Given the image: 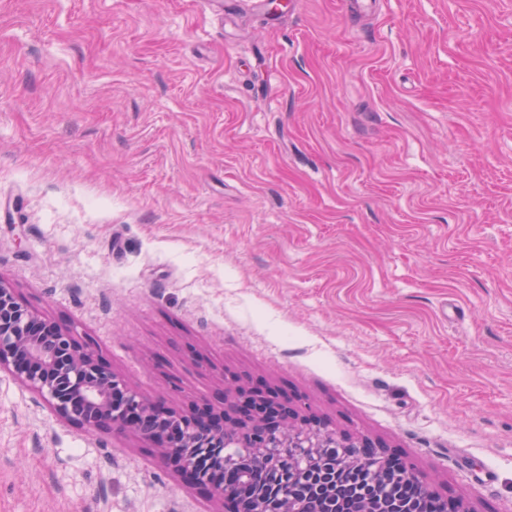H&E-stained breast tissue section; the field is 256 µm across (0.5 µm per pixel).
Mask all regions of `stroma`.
Returning <instances> with one entry per match:
<instances>
[{
  "label": "stroma",
  "instance_id": "1",
  "mask_svg": "<svg viewBox=\"0 0 512 512\" xmlns=\"http://www.w3.org/2000/svg\"><path fill=\"white\" fill-rule=\"evenodd\" d=\"M0 277L147 400L512 512V0H0ZM221 508L0 372V512Z\"/></svg>",
  "mask_w": 512,
  "mask_h": 512
}]
</instances>
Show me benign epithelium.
Returning <instances> with one entry per match:
<instances>
[{
    "mask_svg": "<svg viewBox=\"0 0 512 512\" xmlns=\"http://www.w3.org/2000/svg\"><path fill=\"white\" fill-rule=\"evenodd\" d=\"M0 371L41 396L62 419L87 431L120 426L155 446L180 477L223 498L226 512H329L301 499L294 485L336 462L352 468L373 465V491L353 512H416L387 498L402 471L391 456L371 450L367 439L350 440L320 421L295 426L297 410L270 395L253 392L238 402L222 389L216 403L187 415L159 398L148 401L102 364L72 332L22 303L0 279ZM307 460L295 468L299 457ZM256 482L254 495L224 498L223 475Z\"/></svg>",
    "mask_w": 512,
    "mask_h": 512,
    "instance_id": "benign-epithelium-1",
    "label": "benign epithelium"
}]
</instances>
